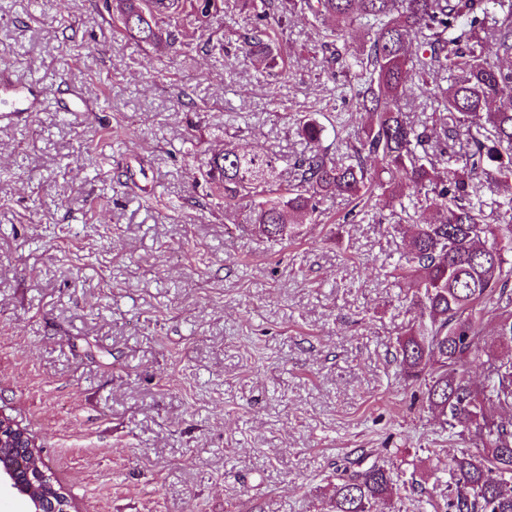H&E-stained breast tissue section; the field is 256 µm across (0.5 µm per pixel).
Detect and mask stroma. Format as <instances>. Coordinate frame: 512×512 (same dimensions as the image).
Listing matches in <instances>:
<instances>
[{
	"label": "stroma",
	"mask_w": 512,
	"mask_h": 512,
	"mask_svg": "<svg viewBox=\"0 0 512 512\" xmlns=\"http://www.w3.org/2000/svg\"><path fill=\"white\" fill-rule=\"evenodd\" d=\"M254 24L245 0L176 45L114 31L102 0H0V76L78 93L0 122V413L33 439L77 512H328L343 460L377 450L415 483L381 512H433L441 432L397 376L418 317L390 275L405 249L391 198L274 244L217 203L210 152L258 144L344 160L337 113L367 121L322 61L321 25L280 36L279 101L205 43ZM325 126L299 138L294 116Z\"/></svg>",
	"instance_id": "1"
}]
</instances>
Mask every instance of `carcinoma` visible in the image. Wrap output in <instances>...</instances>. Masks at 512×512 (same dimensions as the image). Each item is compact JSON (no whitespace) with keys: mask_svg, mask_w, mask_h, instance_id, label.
<instances>
[{"mask_svg":"<svg viewBox=\"0 0 512 512\" xmlns=\"http://www.w3.org/2000/svg\"><path fill=\"white\" fill-rule=\"evenodd\" d=\"M258 23L240 37L244 62L263 67L268 85L290 78L276 44V29L301 9L316 20L336 21L324 48L331 70L358 79L357 103L367 125L347 142L350 163L324 154L291 163L281 182V158L241 145L204 161L209 179L220 180L224 210L244 209L242 223L268 240L288 241L316 212L320 195L338 193L367 206L375 194L399 196L425 188V209L436 217L410 225L409 252L395 265L396 278L411 279L420 309L414 330L398 341L396 361L406 382L419 384L422 407L442 427L479 443L462 448L441 469L445 512H512V225L491 226L475 181H512V0H251ZM124 31L151 43L175 28L190 10L205 22L224 12V0H112ZM360 24L372 34L360 53L341 42ZM434 105L430 119L410 120L400 102L407 90ZM298 134L317 142L325 127L311 116ZM466 163L456 166V145ZM380 167L369 171L368 162ZM497 312V350L487 359L484 381L471 380L487 352L480 313ZM395 493L393 472L378 461L345 462L337 469L332 512H373Z\"/></svg>","mask_w":512,"mask_h":512,"instance_id":"1","label":"carcinoma"}]
</instances>
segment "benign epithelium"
<instances>
[{"mask_svg":"<svg viewBox=\"0 0 512 512\" xmlns=\"http://www.w3.org/2000/svg\"><path fill=\"white\" fill-rule=\"evenodd\" d=\"M17 452L32 460L36 457L26 430L0 414V486H6L20 497L27 505V512H71L68 497L56 488L39 463L30 465L23 474L16 470L14 454Z\"/></svg>","mask_w":512,"mask_h":512,"instance_id":"1","label":"benign epithelium"}]
</instances>
